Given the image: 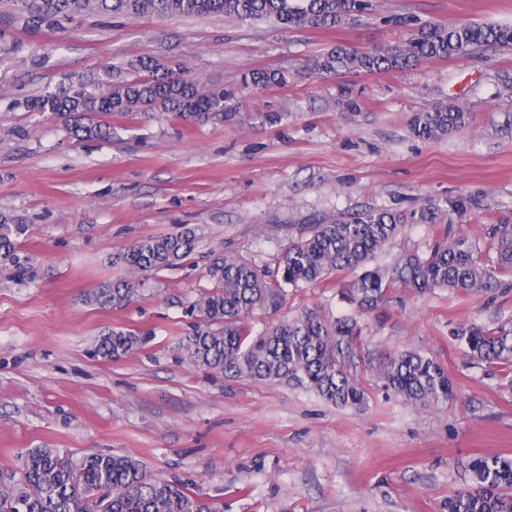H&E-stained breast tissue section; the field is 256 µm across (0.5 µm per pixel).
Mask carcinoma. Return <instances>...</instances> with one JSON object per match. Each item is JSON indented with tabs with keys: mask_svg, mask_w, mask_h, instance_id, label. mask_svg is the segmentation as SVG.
Masks as SVG:
<instances>
[{
	"mask_svg": "<svg viewBox=\"0 0 512 512\" xmlns=\"http://www.w3.org/2000/svg\"><path fill=\"white\" fill-rule=\"evenodd\" d=\"M26 27H57L75 14L114 17L200 16L223 13L242 22L273 21L285 28H336L366 13L368 0H13ZM485 46L512 47V27L459 24L425 26L402 45L374 52L338 45L312 60L320 74L388 72L423 60L464 57ZM135 75L118 80L113 66L91 82H77L16 106L49 114L70 123L82 139L99 138L110 130L99 116L165 112L188 124H204L231 116L232 94L205 89L189 78L177 61L141 58L131 64ZM254 87L286 82L285 75L254 70L244 76ZM467 113L448 106L415 113L412 125L422 138H434L465 125ZM437 212L428 206L410 214L388 209L366 210L332 224H314L309 234L288 244L277 270L265 271L250 262L216 254L206 275L214 288L191 304L198 316L180 345L188 361L231 378L286 382L304 388L339 407L361 408L367 393L358 379L364 365L376 372L386 389L423 406L454 397V386L439 361L417 350L372 357L361 342L360 314L336 319L317 309L280 320L253 333L247 319L259 309L282 306L288 289L316 287L338 271L355 279L347 299L371 307L393 282L425 293L437 288L481 292L491 272L460 239L430 251L405 254L392 270L371 266L376 254L406 224H433ZM27 231L0 214V258L14 259L17 239ZM499 242V266L512 273V225L491 228ZM196 231L185 228L149 238L113 260L140 279L120 278L87 295L99 308H122L132 302L143 277L180 265L195 251ZM472 360L512 367V330L473 326L457 333ZM149 337L114 328L97 340L95 353L120 359L140 349ZM473 491L448 496L447 512H512V455L488 454L470 463ZM0 512H223V506L177 481L152 476L139 460L120 454H88L77 460L57 448H29L16 470H0Z\"/></svg>",
	"mask_w": 512,
	"mask_h": 512,
	"instance_id": "cac0c4a2",
	"label": "carcinoma"
}]
</instances>
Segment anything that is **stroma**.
I'll return each instance as SVG.
<instances>
[{"mask_svg": "<svg viewBox=\"0 0 512 512\" xmlns=\"http://www.w3.org/2000/svg\"><path fill=\"white\" fill-rule=\"evenodd\" d=\"M372 4L334 29L80 15L32 31L0 0V212L27 227L16 263L0 260V468H17L30 448L114 452L222 501L224 512H445L449 495L473 488L474 457L512 454V371L476 364L453 337L474 324L512 327V274L499 272L489 232L512 225V51L381 74L309 68L336 45L385 49L424 25L512 26V0ZM143 57L180 60L201 84L234 92L232 119L187 125L133 114L109 118V138L78 141L63 120L13 106L110 64L126 78ZM252 70L284 72L287 82L244 85ZM448 105L468 113L465 126L435 139L413 132L414 113ZM429 204L440 220L405 225L377 264L465 239L494 272L491 288L421 294L397 284L361 325L369 351L435 356L457 400L415 405L364 370L366 407L341 408L185 359L190 305L213 286V254L273 270L307 225ZM186 227L199 237L194 253L149 275L133 303L87 302L124 275L114 255ZM353 278L343 271L289 290L251 324L259 331L309 308L352 313ZM114 327L149 341L118 360L95 355Z\"/></svg>", "mask_w": 512, "mask_h": 512, "instance_id": "stroma-1", "label": "stroma"}]
</instances>
